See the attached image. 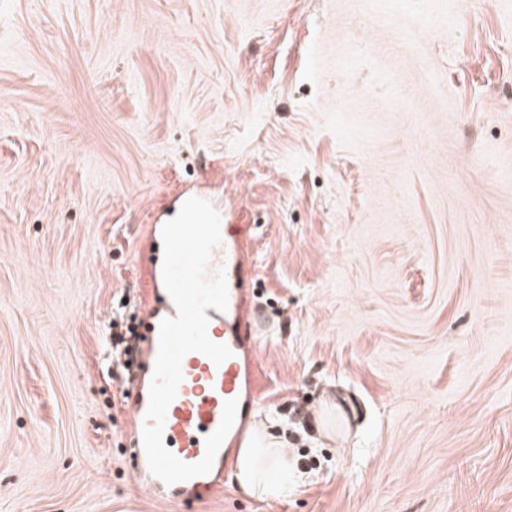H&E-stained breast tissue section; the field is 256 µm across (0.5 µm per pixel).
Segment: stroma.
<instances>
[{
  "label": "stroma",
  "instance_id": "stroma-1",
  "mask_svg": "<svg viewBox=\"0 0 512 512\" xmlns=\"http://www.w3.org/2000/svg\"><path fill=\"white\" fill-rule=\"evenodd\" d=\"M204 181L299 477L194 512H512V0H0V512H173L104 331Z\"/></svg>",
  "mask_w": 512,
  "mask_h": 512
}]
</instances>
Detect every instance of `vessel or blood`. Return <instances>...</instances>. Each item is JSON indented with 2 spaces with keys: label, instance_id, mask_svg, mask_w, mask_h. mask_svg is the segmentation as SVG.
Wrapping results in <instances>:
<instances>
[{
  "label": "vessel or blood",
  "instance_id": "obj_1",
  "mask_svg": "<svg viewBox=\"0 0 512 512\" xmlns=\"http://www.w3.org/2000/svg\"><path fill=\"white\" fill-rule=\"evenodd\" d=\"M244 232L245 227L241 224L222 225L221 241L214 247L208 266L209 273H216L220 269L225 272L228 307L223 312L207 309V332L213 341L227 344L233 355L218 366L197 352L184 356L181 363L183 380L168 407L164 425L165 446L182 461L197 462L204 455L205 437L214 432L221 422L225 401L238 399L236 421L217 453L211 472L171 486L154 477L149 471L142 445L143 430L151 424L147 416L149 388L135 383L128 391L129 409L133 416L130 455L135 463V477L152 495L171 504L175 512H181L182 507L195 496L219 489L221 473L233 459L254 403L245 346L247 338L256 336L260 331L261 320L247 307L246 293L241 286L244 276L253 271V264L242 242ZM175 315L174 302H167L161 310L148 306L141 323L146 345L138 352L143 366L154 367L159 350L160 323Z\"/></svg>",
  "mask_w": 512,
  "mask_h": 512
}]
</instances>
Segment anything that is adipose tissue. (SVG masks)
Instances as JSON below:
<instances>
[{
    "instance_id": "obj_1",
    "label": "adipose tissue",
    "mask_w": 512,
    "mask_h": 512,
    "mask_svg": "<svg viewBox=\"0 0 512 512\" xmlns=\"http://www.w3.org/2000/svg\"><path fill=\"white\" fill-rule=\"evenodd\" d=\"M289 467L284 438L256 430L244 439L239 448L231 478L248 496L284 497L288 494V484L283 476Z\"/></svg>"
}]
</instances>
